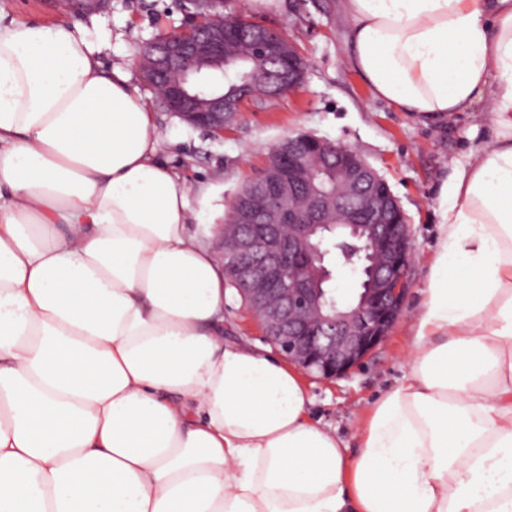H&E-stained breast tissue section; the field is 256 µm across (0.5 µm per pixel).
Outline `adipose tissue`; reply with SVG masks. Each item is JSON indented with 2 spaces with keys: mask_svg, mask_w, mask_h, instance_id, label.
I'll use <instances>...</instances> for the list:
<instances>
[{
  "mask_svg": "<svg viewBox=\"0 0 512 512\" xmlns=\"http://www.w3.org/2000/svg\"><path fill=\"white\" fill-rule=\"evenodd\" d=\"M375 99L486 104L454 161L409 372L358 424L224 339V265L187 228L127 61L81 23H0V512H512V0H341Z\"/></svg>",
  "mask_w": 512,
  "mask_h": 512,
  "instance_id": "ef3b65f1",
  "label": "adipose tissue"
}]
</instances>
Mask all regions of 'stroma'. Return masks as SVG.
Wrapping results in <instances>:
<instances>
[{"instance_id":"1","label":"stroma","mask_w":512,"mask_h":512,"mask_svg":"<svg viewBox=\"0 0 512 512\" xmlns=\"http://www.w3.org/2000/svg\"><path fill=\"white\" fill-rule=\"evenodd\" d=\"M191 0H109L105 8H62L59 0H0L6 19L52 25L83 22L91 39L108 42L103 66L138 60L154 40L187 30L194 21ZM225 14L285 32L306 62L305 80L274 100L246 102L235 123L213 135L171 114L146 82L137 87L156 115L159 157L180 180L197 186L189 231L214 244L231 200L267 163L269 147L285 136L307 133L355 150L388 183L408 218L414 258L403 313L386 340L348 376L326 380L304 375L313 420L336 431L348 453L359 443L355 423L383 391L408 372L405 353L421 288L435 257L437 198L452 161L495 141L485 105L446 118L401 112L372 97L346 61V24L338 0H280L278 9L259 10L251 0H224ZM225 340L264 345L263 329L236 291L224 305Z\"/></svg>"}]
</instances>
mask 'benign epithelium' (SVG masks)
<instances>
[{"instance_id":"benign-epithelium-1","label":"benign epithelium","mask_w":512,"mask_h":512,"mask_svg":"<svg viewBox=\"0 0 512 512\" xmlns=\"http://www.w3.org/2000/svg\"><path fill=\"white\" fill-rule=\"evenodd\" d=\"M200 21L189 31L151 42L137 67L142 79L158 90L166 106L191 126L219 135L236 121L244 101L269 99L300 86L306 65L294 43L280 30L226 15L224 0H198ZM247 40L252 69L267 74L260 86L244 83L240 94L224 93V39L228 27ZM288 66L270 69L272 61ZM307 133L287 136L271 147L286 155L284 168L261 177L258 209L246 203L239 223L220 235L232 239V272L244 285L242 299L260 321L265 337L288 362L324 379L350 373L387 337L400 318L409 289L413 261L409 225L389 224L401 208L390 191L379 192L383 178L359 161L349 147L328 143L331 154L312 153ZM308 187V205L287 207L288 197ZM356 202L336 239V255L356 274V292L348 300H325L331 270L321 265L325 211Z\"/></svg>"}]
</instances>
